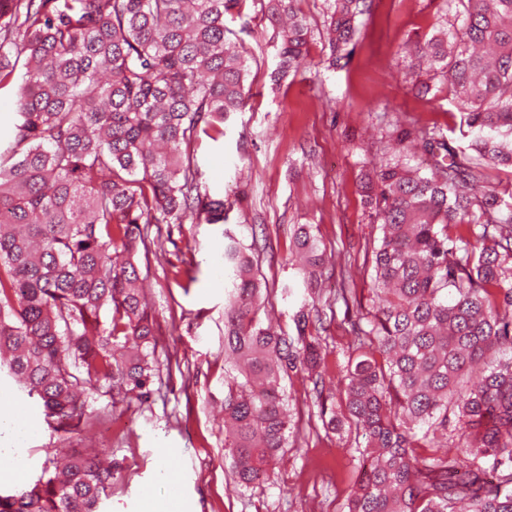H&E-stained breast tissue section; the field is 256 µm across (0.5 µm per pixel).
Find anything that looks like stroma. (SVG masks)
<instances>
[{"label":"stroma","mask_w":512,"mask_h":512,"mask_svg":"<svg viewBox=\"0 0 512 512\" xmlns=\"http://www.w3.org/2000/svg\"><path fill=\"white\" fill-rule=\"evenodd\" d=\"M441 0H373L359 41L345 67L327 68L316 37L296 74L273 86V31L252 0L226 24L248 51L251 97L224 124V138L199 140L195 158L211 191L232 208L226 224H150L162 256L145 274L156 318L158 371L145 400L124 388H100L85 403V419L71 432H54L44 418L31 423L23 479L33 482L51 459L103 452L122 466L104 512H160L175 473L179 512H342L355 479L351 449L325 435L302 375L287 383L296 434L266 483L238 488L224 459V235L256 245L271 288L266 309L281 330L295 335L294 315L304 289L290 262L293 225L316 226L332 251L322 295L341 285L338 270L351 265L358 300H366L371 268L364 258L375 235L360 196V180L389 156L381 121L371 109L389 100L422 124L456 129L459 116L445 94L425 100L422 81L403 46L430 37ZM327 326L325 381L334 385L349 342L340 326L344 309L322 310Z\"/></svg>","instance_id":"1"}]
</instances>
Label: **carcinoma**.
Masks as SVG:
<instances>
[{"label": "carcinoma", "mask_w": 512, "mask_h": 512, "mask_svg": "<svg viewBox=\"0 0 512 512\" xmlns=\"http://www.w3.org/2000/svg\"><path fill=\"white\" fill-rule=\"evenodd\" d=\"M245 0H0V91L15 118L0 139V372L66 431L83 395L117 379L140 399L155 376V322L140 288L144 224H222L190 146L224 136L246 105L249 64L224 17ZM296 0H265L278 28L273 81L297 71L311 29ZM448 27L404 51L448 93L460 140L438 124H389L395 159L363 185L376 224L368 306L336 395L323 337L264 325L266 283L224 232V447L237 485L269 479L291 433L283 382L313 385L325 434L360 467L346 512H512V202L489 169L512 170V0H445ZM366 0H330L333 69L361 32ZM419 152L428 167L411 164ZM291 260L311 308L326 248L310 224ZM108 321L100 322L102 311ZM118 468L73 455L0 512H100Z\"/></svg>", "instance_id": "1"}]
</instances>
